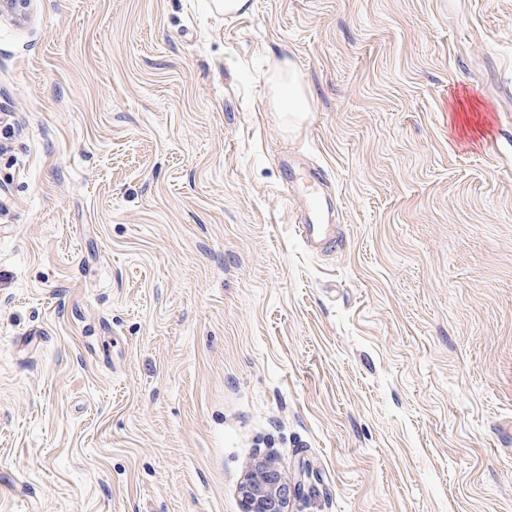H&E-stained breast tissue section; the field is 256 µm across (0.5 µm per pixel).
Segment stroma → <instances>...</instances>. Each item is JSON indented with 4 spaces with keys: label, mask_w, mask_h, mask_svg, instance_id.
I'll return each mask as SVG.
<instances>
[{
    "label": "stroma",
    "mask_w": 512,
    "mask_h": 512,
    "mask_svg": "<svg viewBox=\"0 0 512 512\" xmlns=\"http://www.w3.org/2000/svg\"><path fill=\"white\" fill-rule=\"evenodd\" d=\"M250 3L0 18V512H512V0ZM284 72L281 79L285 82L280 93H277L275 106L278 112L288 113L289 122H299L306 118L308 103L296 73L289 62L285 63ZM278 164L286 174L284 189L301 193L310 201L308 211L297 224L299 236L306 247L317 252L336 250L343 237L339 225L325 223V207L321 201L323 187L327 185L324 173L309 166L297 154L281 157ZM305 471L286 482L268 455L257 457L240 485L243 512H288L303 485Z\"/></svg>",
    "instance_id": "obj_1"
}]
</instances>
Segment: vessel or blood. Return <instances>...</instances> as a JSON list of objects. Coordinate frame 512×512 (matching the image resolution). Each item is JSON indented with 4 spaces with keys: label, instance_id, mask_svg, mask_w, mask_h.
Segmentation results:
<instances>
[{
    "label": "vessel or blood",
    "instance_id": "vessel-or-blood-1",
    "mask_svg": "<svg viewBox=\"0 0 512 512\" xmlns=\"http://www.w3.org/2000/svg\"><path fill=\"white\" fill-rule=\"evenodd\" d=\"M278 164L286 174V190L305 195L310 205L301 216L297 230L300 238L311 250L329 252L343 242L338 225L325 221V207L321 201L322 190L326 184L324 173L309 164L300 155H286Z\"/></svg>",
    "mask_w": 512,
    "mask_h": 512
}]
</instances>
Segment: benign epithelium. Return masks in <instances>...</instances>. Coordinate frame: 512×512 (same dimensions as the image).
<instances>
[{"instance_id":"7a95c632","label":"benign epithelium","mask_w":512,"mask_h":512,"mask_svg":"<svg viewBox=\"0 0 512 512\" xmlns=\"http://www.w3.org/2000/svg\"><path fill=\"white\" fill-rule=\"evenodd\" d=\"M304 476L300 471L286 481L270 456L256 458L240 485L243 512H290L291 497L300 492Z\"/></svg>"}]
</instances>
